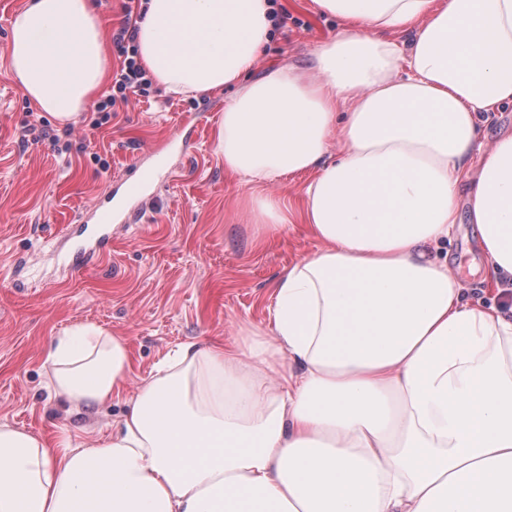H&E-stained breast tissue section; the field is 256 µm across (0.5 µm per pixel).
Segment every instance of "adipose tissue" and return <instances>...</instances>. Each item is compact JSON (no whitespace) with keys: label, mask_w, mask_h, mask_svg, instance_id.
Here are the masks:
<instances>
[{"label":"adipose tissue","mask_w":512,"mask_h":512,"mask_svg":"<svg viewBox=\"0 0 512 512\" xmlns=\"http://www.w3.org/2000/svg\"><path fill=\"white\" fill-rule=\"evenodd\" d=\"M312 2L340 33L257 77L269 0H148L144 67L172 95L234 88L225 171L309 175L319 247L280 274L268 327L176 348L95 447L0 424V512H512V314L464 301L434 253L467 203L490 276L512 280V133L469 165L512 104V0ZM6 58L63 124L109 63L89 0H28ZM47 360L76 410L130 368L93 326ZM512 132V105H507L496 112L489 120L481 121L478 142L474 151V159L480 151H484L496 141L502 133ZM479 145H482L479 150Z\"/></svg>","instance_id":"obj_1"}]
</instances>
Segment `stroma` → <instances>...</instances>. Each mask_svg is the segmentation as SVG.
<instances>
[{
  "label": "stroma",
  "instance_id": "stroma-1",
  "mask_svg": "<svg viewBox=\"0 0 512 512\" xmlns=\"http://www.w3.org/2000/svg\"><path fill=\"white\" fill-rule=\"evenodd\" d=\"M286 11L259 56L257 73L293 63L341 30L312 0H278ZM27 0H0V423L54 442L69 435L90 448L111 435L155 367L178 345L229 344L240 327L268 318L274 284L285 268L315 251L299 212L268 234L256 224L252 192L224 169L213 150L226 94L130 95L106 128L90 132L84 110L67 126L69 152L57 153L39 131L55 127L6 69L13 15ZM160 167L164 186L131 224L112 229L101 259L72 268L71 225L88 224L104 189L126 216L125 181ZM448 261L466 299L512 303L488 278L474 228L457 224ZM94 326L122 337L131 368L120 397L79 412L50 393L45 359L54 337Z\"/></svg>",
  "mask_w": 512,
  "mask_h": 512
}]
</instances>
